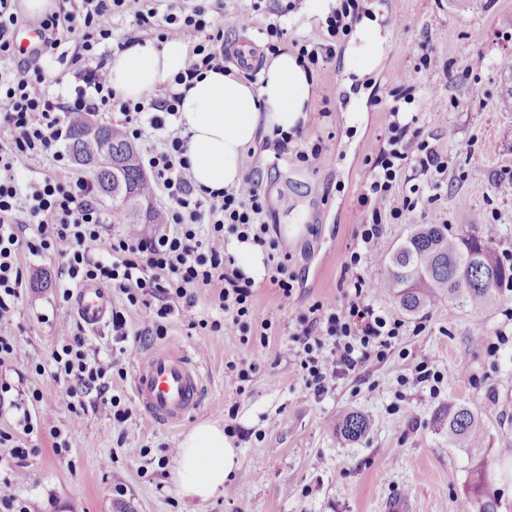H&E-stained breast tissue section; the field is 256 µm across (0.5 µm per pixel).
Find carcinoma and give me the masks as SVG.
Segmentation results:
<instances>
[{
  "label": "carcinoma",
  "instance_id": "carcinoma-1",
  "mask_svg": "<svg viewBox=\"0 0 512 512\" xmlns=\"http://www.w3.org/2000/svg\"><path fill=\"white\" fill-rule=\"evenodd\" d=\"M74 161L88 167L102 195L122 209L127 224H160L151 206L147 178L136 150L110 125L92 126L89 118L74 119L69 135ZM495 240L483 232H453L446 224H415L389 257L387 276L379 287L397 299L407 315L419 314L435 298L478 311L495 300L503 285L512 284V265L496 254ZM349 440L363 437L368 420L347 413L336 422ZM486 431L475 412L464 404L448 406V444L472 455L485 447Z\"/></svg>",
  "mask_w": 512,
  "mask_h": 512
}]
</instances>
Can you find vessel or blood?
I'll list each match as a JSON object with an SVG mask.
<instances>
[{
  "label": "vessel or blood",
  "instance_id": "1",
  "mask_svg": "<svg viewBox=\"0 0 512 512\" xmlns=\"http://www.w3.org/2000/svg\"><path fill=\"white\" fill-rule=\"evenodd\" d=\"M72 307L92 328L105 324L112 315L108 292L90 281L76 288ZM132 387L150 422L176 425L202 404L203 369L181 346L160 345L138 356L132 372Z\"/></svg>",
  "mask_w": 512,
  "mask_h": 512
}]
</instances>
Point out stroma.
I'll return each mask as SVG.
<instances>
[{
    "instance_id": "1",
    "label": "stroma",
    "mask_w": 512,
    "mask_h": 512,
    "mask_svg": "<svg viewBox=\"0 0 512 512\" xmlns=\"http://www.w3.org/2000/svg\"><path fill=\"white\" fill-rule=\"evenodd\" d=\"M292 12H285L287 2ZM268 20L280 21L291 37L318 25L309 0H262ZM361 16L387 29L380 65L358 75L345 68L346 43L326 66L313 68L302 135L282 148L257 142L244 158L246 172L259 175L271 201L269 223L291 259L299 286L282 298L269 280L255 284L253 333L248 342L224 332L199 328L216 315L209 292L194 307L165 320V335L153 346L177 343L200 355L204 399L192 417L176 427L149 422L134 399L129 374L133 343L123 376L112 392L132 411L113 425L100 408L87 406L81 418L68 408L66 386L50 373H36L34 360L50 359L79 330L71 304L55 281L62 259L58 250L23 254L27 286L15 316L19 358L5 377L58 400L50 424L29 437L28 478L15 494L27 512H458L470 499V476L486 463L496 512H512V291L478 313L440 298L415 316H404L397 300L379 295L376 303L407 328L383 359H372L336 378L332 389L315 397L296 361L283 356L285 337L261 341L262 322L286 327L290 314L317 301L339 299L343 264L356 250L355 232L365 220L359 204L363 178L388 135L389 114L376 98L385 85L417 82L418 46L428 42L437 59L432 80L447 102L436 112L416 96L400 109L418 116L422 137L448 162L433 200H419L406 220L386 225L372 248L368 277L381 279L384 258L415 224H446L460 230L469 219L499 228L495 248L512 263V112L500 100L512 87V0H360ZM398 15L400 25L388 24ZM486 65L466 73L470 54ZM356 114H348V107ZM323 140L319 168L299 163L305 142ZM83 330V329H80ZM102 349L116 343L111 325L83 330ZM433 362L443 378L436 387L412 385L416 369ZM247 365V381L228 377L229 365ZM464 404L486 430L481 453L469 456L448 445V406ZM364 415L368 433L351 442L336 430L348 412ZM278 426H271V419ZM234 425L231 440L239 450V470L224 492L205 502L183 497L172 480L183 436L202 423ZM69 441L54 448L53 430Z\"/></svg>"
}]
</instances>
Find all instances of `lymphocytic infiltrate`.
Here are the masks:
<instances>
[{
    "label": "lymphocytic infiltrate",
    "mask_w": 512,
    "mask_h": 512,
    "mask_svg": "<svg viewBox=\"0 0 512 512\" xmlns=\"http://www.w3.org/2000/svg\"><path fill=\"white\" fill-rule=\"evenodd\" d=\"M118 15L136 27L164 21L165 37L189 44L185 67L163 99L134 102L112 88L108 55L100 46L111 41L112 21ZM358 15V0H338L318 28L297 40L301 66L308 69L335 60L337 42L351 32ZM23 21L17 0H0V366L18 356L13 324L25 286L19 256L50 250L60 242L68 246L59 269L60 285L106 283L124 294L130 306L149 314L151 327L132 334L123 311H113L112 329L120 338L163 335L164 319L193 306L202 288L212 290L222 313L211 321V330L248 335L254 282L237 266L230 241L268 250L270 283L286 298L294 290L289 255L280 252L276 227L267 221L268 197L250 175L235 188L195 186L188 139L180 129H166L163 121L164 115L179 114L178 86L192 85L206 72L223 71V28L208 8L184 0H173L162 16L150 0H81L75 9L51 12L39 23L41 42L32 57L55 56L66 41L77 44L69 62L74 86L65 96L54 92L57 79L48 70L30 67L20 58L14 34ZM412 90L395 86L380 98L388 106L389 136L365 173L359 200L367 220L358 231L361 249L352 251L344 263L341 304L318 301L293 318L284 352L298 362L306 385L318 396L329 391L338 375L356 370L371 356H383L405 328L403 320L377 307L376 283L362 268L386 222L401 219L417 206L418 186H410L405 194L397 190L404 170L420 172L435 188L448 169L442 155L423 140L417 116L398 107ZM114 110L121 114L117 126L127 138L140 139L147 128L162 134L159 145L141 154V165L150 173L149 191L165 203L164 227L152 235L135 224L106 233L110 218L98 204L96 186L70 172L62 149L73 117ZM39 154L51 156L59 172L39 181L27 179L26 163ZM126 353L123 347H91L85 336L76 335L53 352L49 366L55 380L66 382L70 406L95 395L108 419L120 425L129 419L130 410L113 395L111 378ZM18 423L21 434L0 430V445L10 446L14 462L11 479L0 482V512H22L13 487L27 478L30 450L25 437L35 425L27 413Z\"/></svg>",
    "instance_id": "1"
}]
</instances>
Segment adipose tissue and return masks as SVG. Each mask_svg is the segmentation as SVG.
Here are the masks:
<instances>
[{
    "label": "adipose tissue",
    "instance_id": "obj_1",
    "mask_svg": "<svg viewBox=\"0 0 512 512\" xmlns=\"http://www.w3.org/2000/svg\"><path fill=\"white\" fill-rule=\"evenodd\" d=\"M385 42L377 21L363 19L346 50V68L373 71ZM187 55L186 42L178 38L136 42L113 53L108 62L111 85L122 98H148L161 84L173 82ZM310 94L307 73L286 52L265 62L256 87L214 71L195 81L185 89L179 109L195 184L212 190L238 186L246 147L258 134L291 132L304 119ZM237 469L238 450L223 428L202 424L181 440L172 480L183 496L204 502L223 493L225 480Z\"/></svg>",
    "mask_w": 512,
    "mask_h": 512
}]
</instances>
